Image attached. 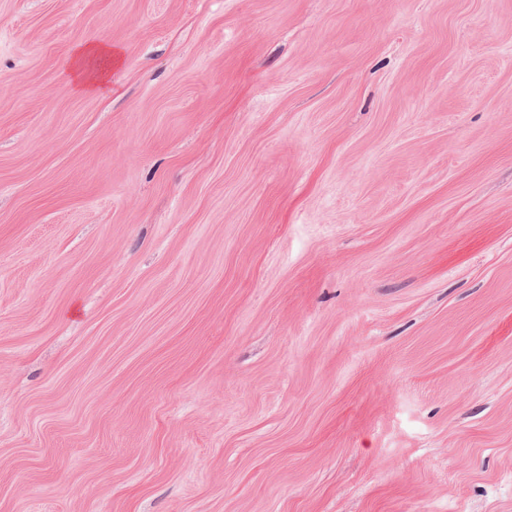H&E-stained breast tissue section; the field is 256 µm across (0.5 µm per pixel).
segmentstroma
Returning <instances> with one entry per match:
<instances>
[{"mask_svg": "<svg viewBox=\"0 0 512 512\" xmlns=\"http://www.w3.org/2000/svg\"><path fill=\"white\" fill-rule=\"evenodd\" d=\"M0 512H512V0H0ZM117 50L112 43L97 41L79 44L70 52V75L73 87L82 93L106 94L109 92L107 77L103 71L90 73L86 68L89 60H97L112 65V58L117 57Z\"/></svg>", "mask_w": 512, "mask_h": 512, "instance_id": "35a3bbf8", "label": "stroma"}]
</instances>
